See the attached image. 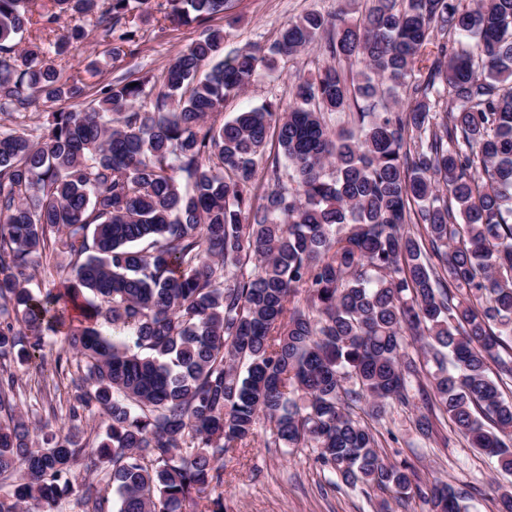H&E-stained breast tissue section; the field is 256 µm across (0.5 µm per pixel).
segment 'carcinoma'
<instances>
[{
  "instance_id": "1",
  "label": "carcinoma",
  "mask_w": 512,
  "mask_h": 512,
  "mask_svg": "<svg viewBox=\"0 0 512 512\" xmlns=\"http://www.w3.org/2000/svg\"><path fill=\"white\" fill-rule=\"evenodd\" d=\"M98 2L0 0V477L13 479L0 512H58L74 493L85 512H193L203 494L224 512V458L271 442L315 449L348 486L468 512V493L425 491L410 465L385 462L354 409L378 417L415 390L421 436L446 415L512 472V0L310 12L228 55L224 30L207 28L160 77L26 123L36 97H84L62 60L86 34L72 27L52 54L16 38ZM147 2L99 15L112 59L135 53ZM166 2L174 25L230 9ZM322 38L334 62L295 101L221 119L262 66ZM337 60L364 69L349 79ZM36 256L43 294L28 288ZM45 329L64 337L55 372L72 358L79 376L68 430L45 424L35 441L11 364L44 349ZM85 460L115 499L79 481Z\"/></svg>"
}]
</instances>
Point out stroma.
<instances>
[{
	"instance_id": "stroma-1",
	"label": "stroma",
	"mask_w": 512,
	"mask_h": 512,
	"mask_svg": "<svg viewBox=\"0 0 512 512\" xmlns=\"http://www.w3.org/2000/svg\"><path fill=\"white\" fill-rule=\"evenodd\" d=\"M166 0H149V16L140 25L139 51L120 61H112L107 46L100 42L95 16L65 15L52 27H29L26 40L53 48L59 36L75 25L84 27L85 41L72 49L65 72L83 80L87 92L118 78L133 75H160L168 62L197 40L201 26H172L164 18ZM372 0H234V24L223 16L211 25L223 29L225 49L233 51L254 44H271L281 27L310 11L331 14L345 8L350 17L359 18ZM99 61L100 69L90 72V61ZM324 41H317L289 61H275L262 69L245 92L229 96L223 115L232 118L239 112L267 101L291 102L297 77L328 63ZM23 395L22 410L47 418L50 408L58 406L67 386L59 385L52 358H45L43 370L15 367ZM421 400L402 406L391 405L375 420L377 438L388 462H407L416 471L421 484L431 485L443 479L455 488L469 492L470 512H499V495L512 488V476L502 473L495 459L470 448L453 429L449 419L437 421L430 438L421 437L414 425L424 413ZM224 508L226 512H426L420 498L403 501L376 489L352 488L316 460L310 448L287 451L284 448L255 446L242 448L224 461Z\"/></svg>"
}]
</instances>
